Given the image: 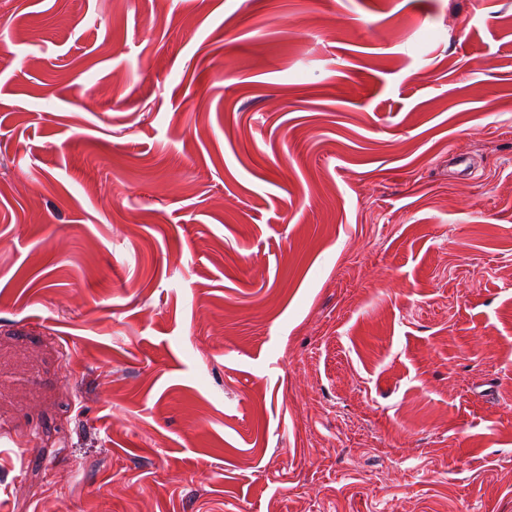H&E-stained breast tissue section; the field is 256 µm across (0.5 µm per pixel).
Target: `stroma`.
I'll list each match as a JSON object with an SVG mask.
<instances>
[{
  "instance_id": "35a3bbf8",
  "label": "stroma",
  "mask_w": 512,
  "mask_h": 512,
  "mask_svg": "<svg viewBox=\"0 0 512 512\" xmlns=\"http://www.w3.org/2000/svg\"><path fill=\"white\" fill-rule=\"evenodd\" d=\"M0 512H512V0H0Z\"/></svg>"
}]
</instances>
